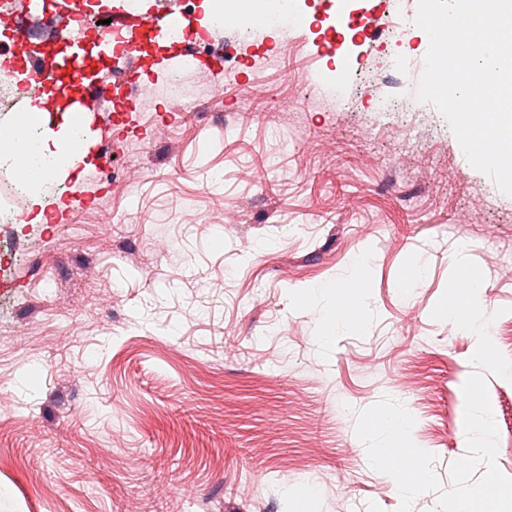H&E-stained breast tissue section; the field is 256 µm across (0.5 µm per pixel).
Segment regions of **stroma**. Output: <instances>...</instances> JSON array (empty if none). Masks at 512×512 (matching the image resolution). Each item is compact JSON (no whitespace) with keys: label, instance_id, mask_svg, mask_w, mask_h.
Listing matches in <instances>:
<instances>
[{"label":"stroma","instance_id":"1","mask_svg":"<svg viewBox=\"0 0 512 512\" xmlns=\"http://www.w3.org/2000/svg\"><path fill=\"white\" fill-rule=\"evenodd\" d=\"M399 3L211 31L222 73L88 113L50 222L0 223V512H396L355 434L385 396L449 485L477 338L431 312L466 245L512 359V196L416 99L422 29H329ZM484 378L512 477V382Z\"/></svg>","mask_w":512,"mask_h":512}]
</instances>
